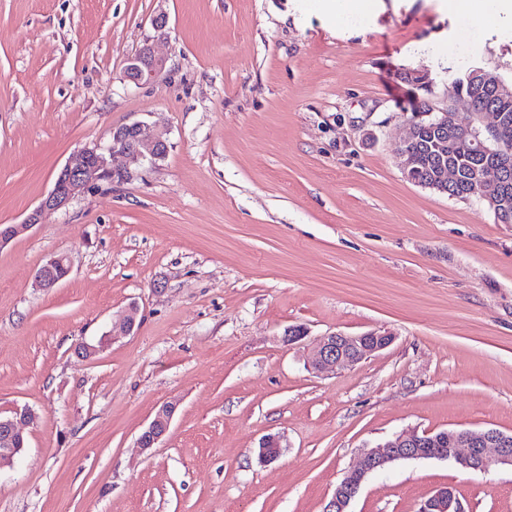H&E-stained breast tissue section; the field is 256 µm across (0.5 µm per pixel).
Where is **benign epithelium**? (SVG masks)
<instances>
[{"label": "benign epithelium", "instance_id": "obj_1", "mask_svg": "<svg viewBox=\"0 0 512 512\" xmlns=\"http://www.w3.org/2000/svg\"><path fill=\"white\" fill-rule=\"evenodd\" d=\"M164 66L165 60L155 56L146 46L129 61L126 78L135 84L147 82ZM473 77L479 89H492L500 97H512V83L503 81L495 73L478 69ZM458 100L460 97L457 95L456 85L451 84L448 86L446 106L439 107L433 101L427 100L423 108L407 120L408 134L400 148L401 156L406 158V175H411L416 168V145L424 128L449 135L461 156L478 149L489 150L485 136L497 134L504 122V115L492 111L480 113L482 117H491V122L481 130L471 123L461 121L459 112L453 105ZM167 147L166 133L147 136L137 123L112 129L108 144L85 146L69 159L59 172L53 189L23 223L0 227V248L38 223L43 211L65 207L77 193L101 180L122 183L132 179L145 161L164 158ZM116 155L125 159L124 166H112V158ZM511 177L512 154L500 152L497 155L496 168L491 174L481 178L478 184L479 199L486 201L498 221L505 224L512 222V199L504 191ZM458 179V168L442 158L438 161L433 179L422 182V186L447 194ZM65 260L66 257L57 256L41 267L35 275V281L40 288L50 290L63 280L58 272ZM392 343L393 337L378 332L357 336L330 333L317 340L308 367L316 373L337 366L351 368ZM176 410L177 404L173 402L158 408L153 419L139 435L138 444L141 448H154L168 432ZM36 418V413L26 405L12 408L7 415L0 414V464L12 461L21 452L19 446L25 439L23 428L32 424ZM281 453L280 437L266 435L261 438L257 452L260 462L273 463ZM431 458L453 460L467 470L480 473L492 468H512V434L495 428L469 430L451 436L446 432L420 434L416 431H402L385 443L362 452L358 463L348 469L336 485L324 512H350V504L368 476L387 465L398 460ZM418 512H464V509L454 492L445 487L427 498Z\"/></svg>", "mask_w": 512, "mask_h": 512}]
</instances>
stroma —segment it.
<instances>
[{
  "label": "stroma",
  "mask_w": 512,
  "mask_h": 512,
  "mask_svg": "<svg viewBox=\"0 0 512 512\" xmlns=\"http://www.w3.org/2000/svg\"><path fill=\"white\" fill-rule=\"evenodd\" d=\"M451 2L376 0L337 26L309 0H0V224L113 127L169 140L0 248V410L37 414L0 512H323L398 432L512 433V224L411 182L398 154L419 94L403 73L440 106L472 64L512 82V20ZM146 46L166 67L137 85ZM58 255L70 274L37 288ZM132 308L138 330L110 337ZM369 331L394 341L308 369L319 337ZM268 434L284 450L266 465ZM442 487L465 512H512L511 470L439 459L373 474L352 509L418 512ZM176 410L177 404L173 402L165 403L158 408L153 419L139 435L138 444L140 448L144 450L154 448L168 432Z\"/></svg>",
  "instance_id": "35a3bbf8"
}]
</instances>
